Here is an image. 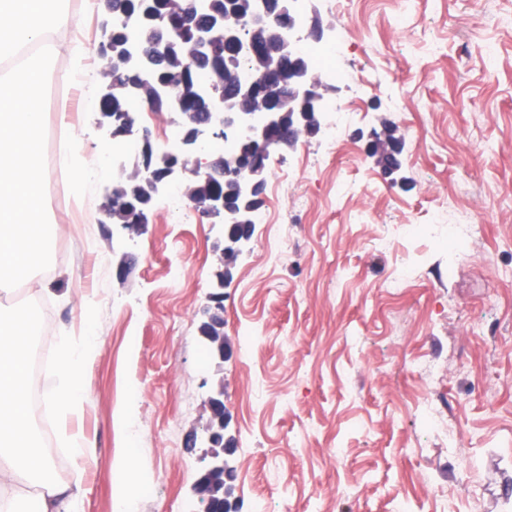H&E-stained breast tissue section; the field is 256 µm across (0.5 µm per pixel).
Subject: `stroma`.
Returning <instances> with one entry per match:
<instances>
[{
  "instance_id": "obj_1",
  "label": "stroma",
  "mask_w": 512,
  "mask_h": 512,
  "mask_svg": "<svg viewBox=\"0 0 512 512\" xmlns=\"http://www.w3.org/2000/svg\"><path fill=\"white\" fill-rule=\"evenodd\" d=\"M309 0L336 46L315 137L271 154L254 232L217 287L222 228L175 210L181 180L134 241L101 212L112 145L94 127L97 0L53 55L48 96L63 166L45 181L52 261L0 292L37 301L46 355L39 420L57 419L62 351L85 330L88 401L71 422L76 466L57 430L41 447L85 512H114L134 475L136 512H203L192 441L224 388L229 500L239 512H512V0ZM404 140L384 175L366 153L379 122ZM85 171L72 182L73 161ZM472 238L448 258V228ZM428 224L432 236H415ZM129 253L125 277L114 264ZM224 292V361L203 366L201 310ZM131 471L123 473L119 455Z\"/></svg>"
}]
</instances>
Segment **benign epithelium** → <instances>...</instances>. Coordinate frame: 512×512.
Returning a JSON list of instances; mask_svg holds the SVG:
<instances>
[{
    "mask_svg": "<svg viewBox=\"0 0 512 512\" xmlns=\"http://www.w3.org/2000/svg\"><path fill=\"white\" fill-rule=\"evenodd\" d=\"M145 25L149 31L156 35L153 46L148 47L139 38H127L129 45L123 47L119 60L125 66L134 69L141 74V79L128 87V93L134 98L162 99V90L150 88L148 76L152 73L153 66L157 62L156 50L169 40L171 29L155 22V15L150 10H145L141 16V22H125V27L139 28ZM252 37L240 42L236 38V32L241 29L239 25L224 26V17L219 16L209 20L205 26L197 28V36L194 42L196 55L207 53L220 39L231 40L237 52L244 56H250L259 49L256 38H261L271 47L282 46L288 49L290 72L295 74L293 85L283 79L281 71L269 72L260 79H253L247 72L236 71L232 74L233 84L238 91V105L235 107L224 106V82L219 80L203 86L206 103L204 104V122L198 123L196 113L184 112L183 126L187 131L182 135L180 143L172 150L164 151L155 156L150 149L148 133L136 127L135 120L127 112H119L109 121H98L97 129L111 139L136 136L141 141V154L143 168L149 172L147 184L149 193L141 198L142 207L131 209L132 222L123 225L128 234L133 235L140 231L141 227L148 223L146 215L147 205L152 196L162 195L169 182L182 175L189 169L200 172V164L195 154L199 150H207L212 154V160L207 165V171L201 172V178L206 181L212 176L224 174V151L222 141L224 136H232L236 139H246L256 147L255 154L249 160V166L261 165L267 153L268 134L274 129L301 128L309 135L321 131L320 114L322 105L318 98L311 94V90L322 86L321 79L310 71L300 68V53L295 51L296 43L301 39L318 40L322 36V28L314 21L308 26L298 24L292 17L288 23V30H283L276 23L271 22L268 16L258 15L253 18ZM261 86H273L280 90L288 89V111L293 113V122L283 123V115L272 109L269 105L256 103L257 90ZM371 142L368 145L370 155L376 157V164L382 167L385 173L399 170L401 166L400 156L404 143L398 139L382 145L376 131L370 133ZM188 202L196 208L202 209L209 215L223 216L226 224H253V210L244 212L224 209V197L214 194L207 197L204 203L193 199V189L187 188L185 192ZM215 305L204 310L206 321L202 323L201 335L205 341L206 350L212 360H224V295L217 294L212 297ZM211 410L209 425L203 430L202 439L209 444L210 462L207 468L201 472L194 484L193 492L197 499L206 503V512H212L214 508L224 504V499L217 497L220 489L224 488V478L231 472L224 467V446L221 445V436L224 435V388L207 398Z\"/></svg>",
    "mask_w": 512,
    "mask_h": 512,
    "instance_id": "obj_1",
    "label": "benign epithelium"
}]
</instances>
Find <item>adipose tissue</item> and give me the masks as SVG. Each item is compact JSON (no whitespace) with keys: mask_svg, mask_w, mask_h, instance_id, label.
I'll return each instance as SVG.
<instances>
[{"mask_svg":"<svg viewBox=\"0 0 512 512\" xmlns=\"http://www.w3.org/2000/svg\"><path fill=\"white\" fill-rule=\"evenodd\" d=\"M95 346V336L85 332L78 346L67 348L59 361L60 397L66 413H74L88 396L81 372ZM29 369L26 336L0 319V512H20L19 485H35L30 512H83L70 487L58 482L28 421Z\"/></svg>","mask_w":512,"mask_h":512,"instance_id":"1","label":"adipose tissue"}]
</instances>
